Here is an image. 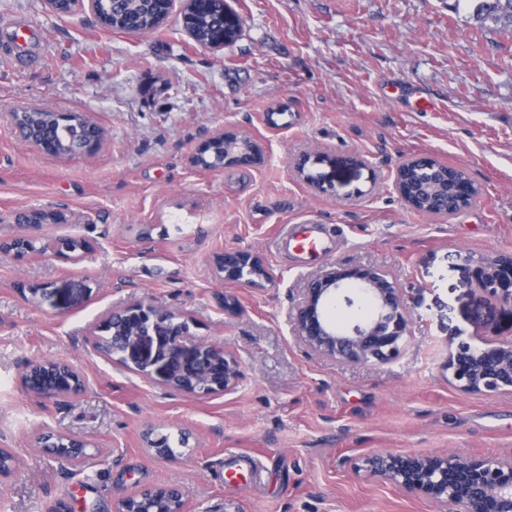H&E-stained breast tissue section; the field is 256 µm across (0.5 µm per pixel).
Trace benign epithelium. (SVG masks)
<instances>
[{
	"label": "benign epithelium",
	"instance_id": "7a95c632",
	"mask_svg": "<svg viewBox=\"0 0 512 512\" xmlns=\"http://www.w3.org/2000/svg\"><path fill=\"white\" fill-rule=\"evenodd\" d=\"M15 137L48 154L59 155L56 147L28 138L17 120H12ZM224 142V166L251 170L260 164L263 149L255 140L226 130L202 141L190 163L212 141ZM295 164L296 176L317 193L334 191L330 176L319 183L307 178V158ZM333 168L336 158L314 155ZM479 195L474 182L442 189L440 213L450 214L468 206ZM222 281L250 284L269 279L268 270L257 256L243 249L220 252L213 258ZM475 285L492 296L512 302V255L495 254L475 261ZM351 286L371 302L370 315L351 325L329 317V306ZM299 339L313 352L327 358L355 363H387L397 359L410 335L411 320L404 308L400 288L388 273L368 265H332L307 284L306 295L294 314ZM101 331L112 337H93V346L104 358L153 382L186 394L208 396L235 389L242 379L241 362L224 344L187 335L188 319L178 312L139 301L112 311ZM448 384L464 393H512V341L476 346L460 340L449 351L444 364ZM21 381L36 394L76 396L86 389L84 374L67 360L27 362ZM89 442L66 434L55 435L47 453L78 462L87 456ZM365 470L400 490L443 504L446 512H512V454L487 458L447 453H377L365 459ZM115 512H190L189 501L177 489L145 487L120 498Z\"/></svg>",
	"mask_w": 512,
	"mask_h": 512
}]
</instances>
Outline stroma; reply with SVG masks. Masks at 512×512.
Instances as JSON below:
<instances>
[{
	"label": "stroma",
	"mask_w": 512,
	"mask_h": 512,
	"mask_svg": "<svg viewBox=\"0 0 512 512\" xmlns=\"http://www.w3.org/2000/svg\"><path fill=\"white\" fill-rule=\"evenodd\" d=\"M242 29L210 49L182 27L176 0L157 30L111 32L89 12L60 16L45 0H0V30L23 17L38 63L0 46V239L36 246L83 239L77 261L0 251V448L20 461L0 479V512H112L152 485L180 488L194 512H443L367 473L373 453L512 452V394H464L443 364L459 340L512 339V306L476 287L477 258L512 254V34L479 26L454 0H227ZM418 89L427 111L395 90ZM79 112L101 127L92 154L51 157L23 145L11 112ZM232 129L258 141L246 179L199 172L196 147ZM354 154L335 190L313 192L303 153ZM428 155L479 186L462 211L437 216L398 197L395 171ZM376 182H369V172ZM33 208L62 224H22ZM342 225L329 256L277 252L283 225ZM245 249L271 274L228 284L215 253ZM374 265L395 277L412 323L387 364L317 355L296 335L306 282L325 267ZM48 285L31 299L21 286ZM145 301L182 312L192 335L224 342L242 362L230 392H173L100 357L91 337L112 310ZM65 359L86 377L69 402L27 391L28 361ZM151 427L188 443L164 457ZM89 442L75 464L41 453L42 434ZM259 463L258 482L224 485V455Z\"/></svg>",
	"instance_id": "1"
}]
</instances>
